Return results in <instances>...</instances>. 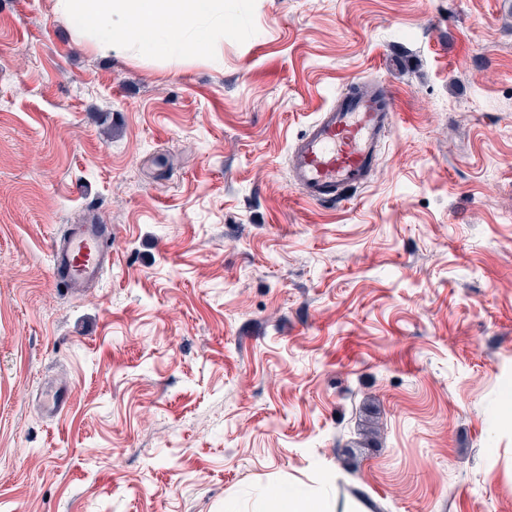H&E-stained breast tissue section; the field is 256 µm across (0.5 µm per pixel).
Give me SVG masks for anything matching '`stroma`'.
Masks as SVG:
<instances>
[{
    "label": "stroma",
    "instance_id": "obj_1",
    "mask_svg": "<svg viewBox=\"0 0 512 512\" xmlns=\"http://www.w3.org/2000/svg\"><path fill=\"white\" fill-rule=\"evenodd\" d=\"M224 15L105 57L0 0V512H512V0ZM362 80L393 131L309 201L289 147ZM73 224L112 228L80 291ZM109 235L107 224H73L67 237L52 246L54 272L63 273L72 288L97 279L112 262V252L99 248ZM316 506L311 503L296 501L290 496L272 495L267 501L265 512H317Z\"/></svg>",
    "mask_w": 512,
    "mask_h": 512
}]
</instances>
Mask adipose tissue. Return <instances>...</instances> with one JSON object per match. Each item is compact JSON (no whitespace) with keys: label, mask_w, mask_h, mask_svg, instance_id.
<instances>
[{"label":"adipose tissue","mask_w":512,"mask_h":512,"mask_svg":"<svg viewBox=\"0 0 512 512\" xmlns=\"http://www.w3.org/2000/svg\"><path fill=\"white\" fill-rule=\"evenodd\" d=\"M54 13L104 56L162 45L192 55L224 29V0H54ZM170 22L179 34L165 43Z\"/></svg>","instance_id":"obj_1"}]
</instances>
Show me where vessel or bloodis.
Returning <instances> with one entry per match:
<instances>
[{
    "instance_id": "b4317fda",
    "label": "vessel or blood",
    "mask_w": 512,
    "mask_h": 512,
    "mask_svg": "<svg viewBox=\"0 0 512 512\" xmlns=\"http://www.w3.org/2000/svg\"><path fill=\"white\" fill-rule=\"evenodd\" d=\"M396 112L386 85L360 82L341 93L291 143L293 183L314 202L340 200L350 189L365 186L379 148L394 128ZM109 234L105 224L72 225L51 249L54 271L73 288L97 279L112 262L111 253L99 247Z\"/></svg>"
}]
</instances>
